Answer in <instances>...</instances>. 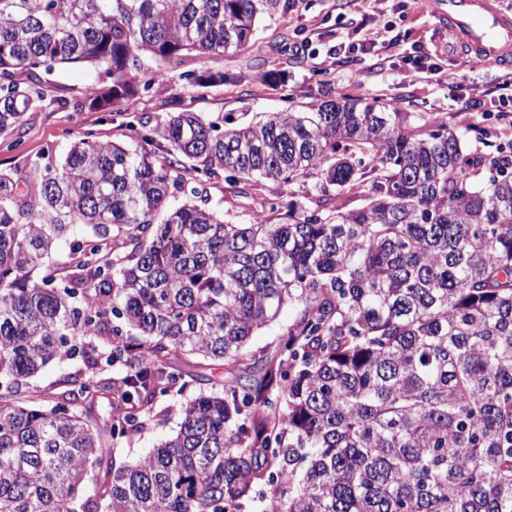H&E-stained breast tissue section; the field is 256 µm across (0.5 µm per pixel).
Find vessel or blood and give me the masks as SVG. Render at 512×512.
<instances>
[{"mask_svg":"<svg viewBox=\"0 0 512 512\" xmlns=\"http://www.w3.org/2000/svg\"><path fill=\"white\" fill-rule=\"evenodd\" d=\"M500 0H434L439 20L448 24V44L462 46L474 59L512 64V11Z\"/></svg>","mask_w":512,"mask_h":512,"instance_id":"vessel-or-blood-1","label":"vessel or blood"}]
</instances>
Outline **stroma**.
Listing matches in <instances>:
<instances>
[{
    "label": "stroma",
    "mask_w": 512,
    "mask_h": 512,
    "mask_svg": "<svg viewBox=\"0 0 512 512\" xmlns=\"http://www.w3.org/2000/svg\"><path fill=\"white\" fill-rule=\"evenodd\" d=\"M372 27L380 29V43L365 53L359 46ZM447 45V35L439 31L422 0H285L277 13L260 21L251 48L217 58L186 57L169 70L165 86L140 90L105 112H76L70 107L82 99L87 84L98 80L97 72L57 66L43 73L53 95L66 104L30 115L14 134V146L0 145V169L25 173L30 160L44 149L63 154L87 133L102 141H128L131 122L168 111L174 100L184 109L237 118L244 112L258 117L349 95L393 101L411 112H431L460 131L477 125L492 146L511 140L512 124L498 117L497 84L507 75V68L468 62L463 54H448ZM335 49L340 55L333 60L329 53ZM203 71L223 73L224 80L193 91L186 76ZM449 72L464 76V83L448 85L445 75ZM269 73L281 75V82H267ZM467 95L477 105L465 114L458 111L457 100ZM311 188V183L296 182L284 192L276 183L267 182L252 194L241 195L221 179L206 184L210 207L241 223L260 209L263 200L301 203ZM298 316L297 309H283L277 319L258 330L246 347L247 363L277 359L282 339ZM76 372L103 377L109 369L91 366L77 356L64 358L31 379L29 387L53 398L62 390L61 380ZM194 392L191 386L174 388L155 398L151 422L141 433L122 439L121 447L133 457L148 452L176 430L178 409Z\"/></svg>",
    "instance_id": "1"
}]
</instances>
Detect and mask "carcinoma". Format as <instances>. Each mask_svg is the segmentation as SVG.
<instances>
[{
  "label": "carcinoma",
  "mask_w": 512,
  "mask_h": 512,
  "mask_svg": "<svg viewBox=\"0 0 512 512\" xmlns=\"http://www.w3.org/2000/svg\"><path fill=\"white\" fill-rule=\"evenodd\" d=\"M280 6L0 0V136L61 103L43 70L105 69L73 107L107 109L250 47ZM130 128L135 147L88 133L0 170V512H246L258 484L263 512H512V145L348 96ZM221 176L314 194L237 223L205 198ZM356 185L365 204L338 206ZM286 307L281 358L186 399L148 453L117 447L176 384L170 356L235 367ZM63 354L122 371L69 375L51 404L28 381Z\"/></svg>",
  "instance_id": "carcinoma-1"
}]
</instances>
